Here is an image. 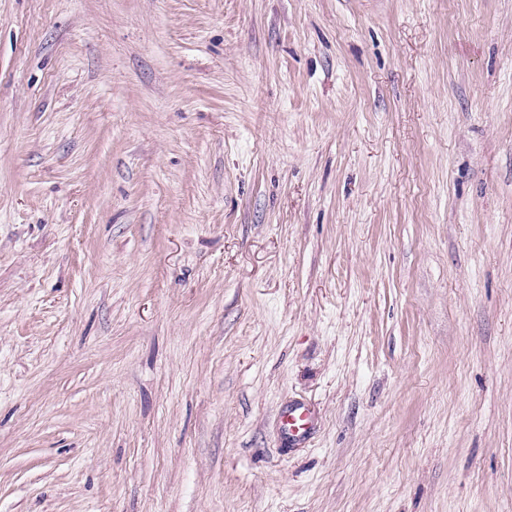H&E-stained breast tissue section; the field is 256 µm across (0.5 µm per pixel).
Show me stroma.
Wrapping results in <instances>:
<instances>
[{"instance_id":"1","label":"stroma","mask_w":512,"mask_h":512,"mask_svg":"<svg viewBox=\"0 0 512 512\" xmlns=\"http://www.w3.org/2000/svg\"><path fill=\"white\" fill-rule=\"evenodd\" d=\"M0 512H512V0H0ZM313 417L308 408L298 405L289 408L281 417V429L288 442L305 441L313 429Z\"/></svg>"}]
</instances>
